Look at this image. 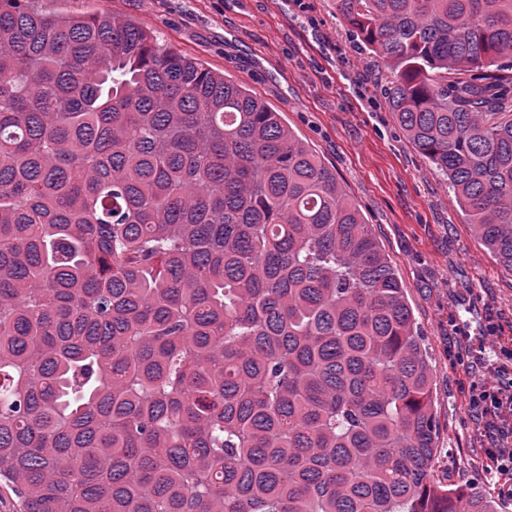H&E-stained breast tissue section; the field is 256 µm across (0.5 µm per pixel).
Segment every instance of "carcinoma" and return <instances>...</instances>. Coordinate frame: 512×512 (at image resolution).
Segmentation results:
<instances>
[{
    "label": "carcinoma",
    "instance_id": "obj_1",
    "mask_svg": "<svg viewBox=\"0 0 512 512\" xmlns=\"http://www.w3.org/2000/svg\"><path fill=\"white\" fill-rule=\"evenodd\" d=\"M512 274V0H336ZM336 172L110 14L0 0V488L21 512H497Z\"/></svg>",
    "mask_w": 512,
    "mask_h": 512
}]
</instances>
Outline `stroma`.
Returning <instances> with one entry per match:
<instances>
[{
    "instance_id": "stroma-1",
    "label": "stroma",
    "mask_w": 512,
    "mask_h": 512,
    "mask_svg": "<svg viewBox=\"0 0 512 512\" xmlns=\"http://www.w3.org/2000/svg\"><path fill=\"white\" fill-rule=\"evenodd\" d=\"M42 10L131 19L159 43L263 100L332 168L397 274L433 366L435 479L498 498L491 438L469 409L487 381L473 355L488 329L512 339V274L476 236L447 178L407 139L375 56L336 0H38Z\"/></svg>"
}]
</instances>
